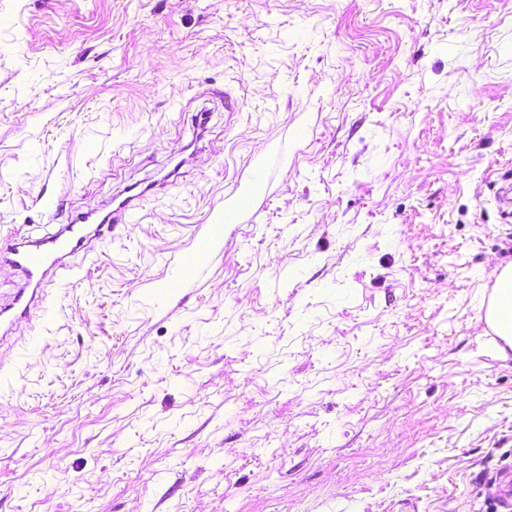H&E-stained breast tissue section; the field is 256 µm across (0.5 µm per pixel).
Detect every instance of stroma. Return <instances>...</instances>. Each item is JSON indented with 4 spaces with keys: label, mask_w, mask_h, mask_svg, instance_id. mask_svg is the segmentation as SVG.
<instances>
[{
    "label": "stroma",
    "mask_w": 512,
    "mask_h": 512,
    "mask_svg": "<svg viewBox=\"0 0 512 512\" xmlns=\"http://www.w3.org/2000/svg\"><path fill=\"white\" fill-rule=\"evenodd\" d=\"M140 182L0 341V512H488L512 0H0V239ZM137 185L138 184H133L127 188V191L124 193L129 195L121 198V194L112 200L113 204L115 203V206L112 208V217L110 218V223L115 219L116 216H118L119 220L122 222L127 221L128 224L134 223L132 219L133 211L142 203L146 197V193L153 189V187L148 185L147 187L140 189L139 192L130 194L135 188H137Z\"/></svg>",
    "instance_id": "35a3bbf8"
}]
</instances>
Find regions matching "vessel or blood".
<instances>
[{
	"label": "vessel or blood",
	"instance_id": "b4317fda",
	"mask_svg": "<svg viewBox=\"0 0 512 512\" xmlns=\"http://www.w3.org/2000/svg\"><path fill=\"white\" fill-rule=\"evenodd\" d=\"M145 198L137 192L114 200L112 213L120 221H131L134 210ZM89 214L78 215L75 222L35 241L7 240L0 243V261L17 270L21 285L10 304L0 306V333L9 334L15 323L26 318L44 294L50 274L69 270V260L87 250L92 238Z\"/></svg>",
	"mask_w": 512,
	"mask_h": 512
}]
</instances>
